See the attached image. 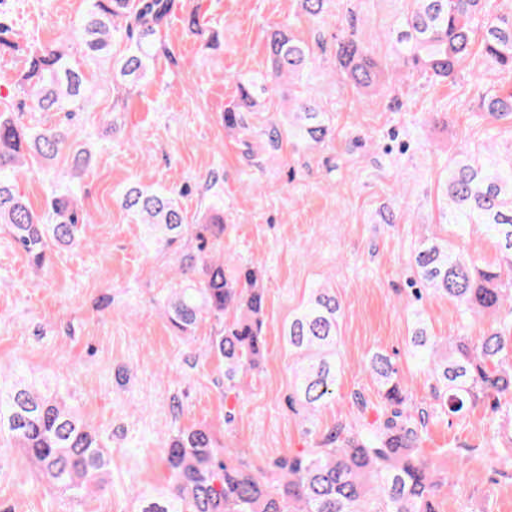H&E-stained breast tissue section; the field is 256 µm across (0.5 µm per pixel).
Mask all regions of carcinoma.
I'll return each mask as SVG.
<instances>
[{"mask_svg":"<svg viewBox=\"0 0 512 512\" xmlns=\"http://www.w3.org/2000/svg\"><path fill=\"white\" fill-rule=\"evenodd\" d=\"M172 0H90V8L74 35L53 47L26 44L25 69L14 95H0V225L8 228L28 260L41 267L55 247L88 245L85 224L77 213L74 189L52 196L46 209L35 211L15 189V180L34 164L48 165L71 151L70 175L89 164L87 149L67 143L63 132L39 129L13 115L14 98L30 102L32 112H77L81 109L85 74L72 57L77 39L92 56L108 52L120 38L125 49L112 56L107 72L115 86L148 78L156 58L157 34L171 11ZM483 29L482 53L512 71V11L492 14L487 0H406L398 26L389 34L402 66L446 80L472 55L475 26ZM21 51L18 35L0 24V55ZM312 48L283 28L267 38V68L261 78L238 83L240 103L224 110V129L249 131L246 113L255 111L257 92L288 84V111L264 130L275 150L285 137L315 148L332 133L308 87ZM338 71L362 94L385 82L380 62L349 33L336 43ZM495 120H512V88L483 100ZM445 223L464 236L480 224L496 241L501 262L480 266L448 239L426 237L412 256L415 297H446L460 307L462 325L486 312L509 310L499 326L474 342L463 335L440 342L425 323L411 328L420 370L431 380L434 403L411 409L397 363L375 351L365 369L376 385L380 412L370 423L338 427L319 446L275 458L257 468L241 455L232 456L203 428L170 436L161 454L170 472L169 491L141 496L140 512H438L435 499L453 486L448 474L418 454L421 434L431 417H461L481 398L512 397V148L462 150L438 186ZM151 237L170 246L190 235L194 251L183 255L181 275L187 284L174 288L164 314L183 335L198 323L214 319L221 329L209 350L224 360V391L238 386L240 376L259 368L266 339L263 276L256 267L224 261V219L184 223L177 198L162 190L134 185L119 197ZM343 308L336 292L324 285L308 298L284 328L294 356V388L289 404L309 414L336 395V348ZM24 451L50 487L79 501L102 484L111 459L99 435L59 392H43L23 382L0 389V438Z\"/></svg>","mask_w":512,"mask_h":512,"instance_id":"1","label":"carcinoma"}]
</instances>
